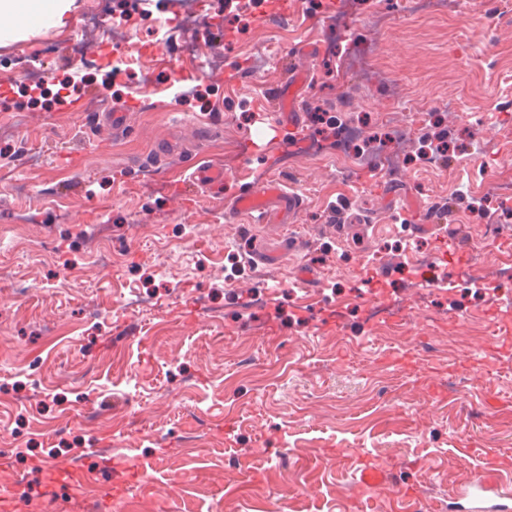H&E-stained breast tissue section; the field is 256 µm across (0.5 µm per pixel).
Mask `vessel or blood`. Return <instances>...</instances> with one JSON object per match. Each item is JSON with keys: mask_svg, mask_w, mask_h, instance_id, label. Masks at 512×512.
I'll return each instance as SVG.
<instances>
[{"mask_svg": "<svg viewBox=\"0 0 512 512\" xmlns=\"http://www.w3.org/2000/svg\"><path fill=\"white\" fill-rule=\"evenodd\" d=\"M307 89L305 74L289 75L279 88L281 108L288 118H295L297 105ZM194 182L215 193L224 191V171L219 167H200L191 175ZM300 208L294 193L275 181H265L238 190L231 199L232 215L248 214L262 222H287ZM497 458H490L486 471L476 473L451 493L452 499L465 502L466 512H512V483L498 476Z\"/></svg>", "mask_w": 512, "mask_h": 512, "instance_id": "obj_1", "label": "vessel or blood"}]
</instances>
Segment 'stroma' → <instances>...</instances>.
<instances>
[{
	"label": "stroma",
	"mask_w": 512,
	"mask_h": 512,
	"mask_svg": "<svg viewBox=\"0 0 512 512\" xmlns=\"http://www.w3.org/2000/svg\"><path fill=\"white\" fill-rule=\"evenodd\" d=\"M261 2L206 0L173 29L177 0H151L117 48L128 0L0 32V496L18 512L32 490L99 512L111 484V512H413L479 449L512 459V0ZM296 70L291 129L274 93ZM116 108L125 130L101 118ZM337 116L358 165L289 160ZM437 136L452 151L425 166ZM269 179L300 195L293 223L226 220L230 191ZM382 462L371 504L359 475ZM52 465L80 474L56 485ZM191 179L204 185L214 193L224 192V170L219 167H199L192 174Z\"/></svg>",
	"instance_id": "obj_1"
}]
</instances>
